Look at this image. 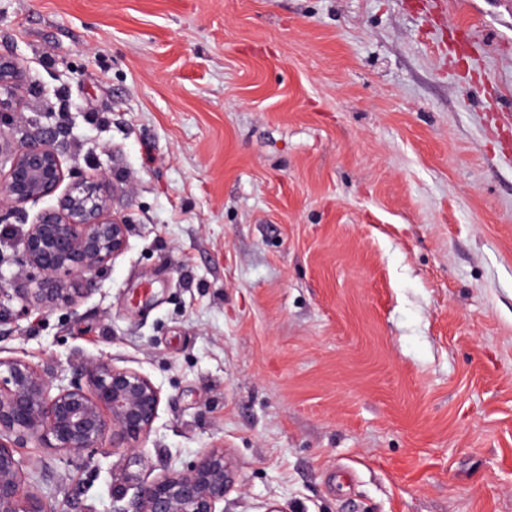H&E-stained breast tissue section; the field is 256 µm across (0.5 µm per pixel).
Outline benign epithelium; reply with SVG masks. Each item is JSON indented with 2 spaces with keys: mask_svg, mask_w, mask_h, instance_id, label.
<instances>
[{
  "mask_svg": "<svg viewBox=\"0 0 512 512\" xmlns=\"http://www.w3.org/2000/svg\"><path fill=\"white\" fill-rule=\"evenodd\" d=\"M21 80L15 59L0 55V137ZM0 166L7 169L0 202L13 208L55 195L65 179L52 133L20 143ZM128 232L127 221L111 211L105 176L70 182L57 206L39 211L22 235V264L43 274L30 291L32 305L75 307L76 294L96 290L92 273L126 251ZM68 281L83 287L72 293ZM81 376L83 384L65 383L24 359L0 358V512H50L41 493L24 490L28 474L17 457L24 444L89 463L107 438L114 448L135 450L152 431L161 394L147 376L108 360L84 364ZM232 481L224 450H207L190 466L141 485L130 505L114 512H220Z\"/></svg>",
  "mask_w": 512,
  "mask_h": 512,
  "instance_id": "benign-epithelium-1",
  "label": "benign epithelium"
}]
</instances>
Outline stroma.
<instances>
[{
	"instance_id": "1",
	"label": "stroma",
	"mask_w": 512,
	"mask_h": 512,
	"mask_svg": "<svg viewBox=\"0 0 512 512\" xmlns=\"http://www.w3.org/2000/svg\"><path fill=\"white\" fill-rule=\"evenodd\" d=\"M66 180L127 250L76 309L0 303V358L160 390L138 452L20 449L56 512H113L223 449L224 512H512V0H0ZM39 205L0 212V282Z\"/></svg>"
}]
</instances>
